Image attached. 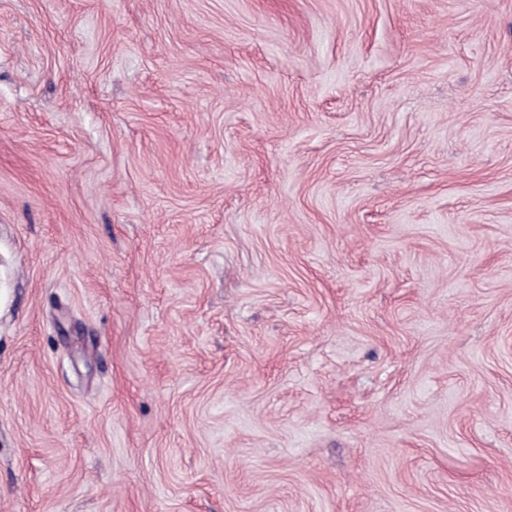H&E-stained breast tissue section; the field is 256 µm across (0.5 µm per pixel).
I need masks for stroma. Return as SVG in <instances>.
I'll return each instance as SVG.
<instances>
[{
  "instance_id": "stroma-1",
  "label": "stroma",
  "mask_w": 512,
  "mask_h": 512,
  "mask_svg": "<svg viewBox=\"0 0 512 512\" xmlns=\"http://www.w3.org/2000/svg\"><path fill=\"white\" fill-rule=\"evenodd\" d=\"M0 512H512V0H0Z\"/></svg>"
}]
</instances>
